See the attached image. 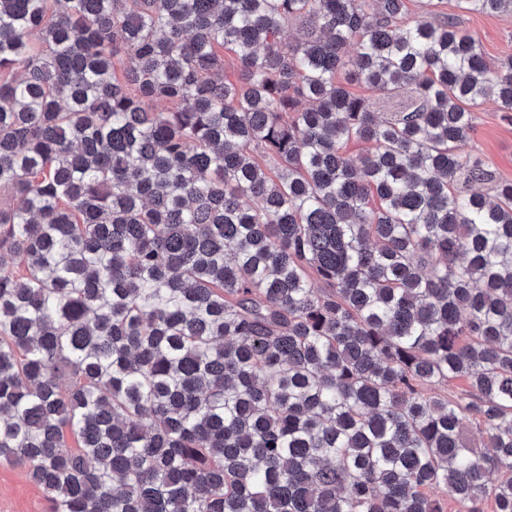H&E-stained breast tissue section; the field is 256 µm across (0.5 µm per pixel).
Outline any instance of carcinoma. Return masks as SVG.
Masks as SVG:
<instances>
[{
    "label": "carcinoma",
    "mask_w": 512,
    "mask_h": 512,
    "mask_svg": "<svg viewBox=\"0 0 512 512\" xmlns=\"http://www.w3.org/2000/svg\"><path fill=\"white\" fill-rule=\"evenodd\" d=\"M432 4L0 0V459L50 512H512V183L466 149L512 58Z\"/></svg>",
    "instance_id": "carcinoma-1"
}]
</instances>
